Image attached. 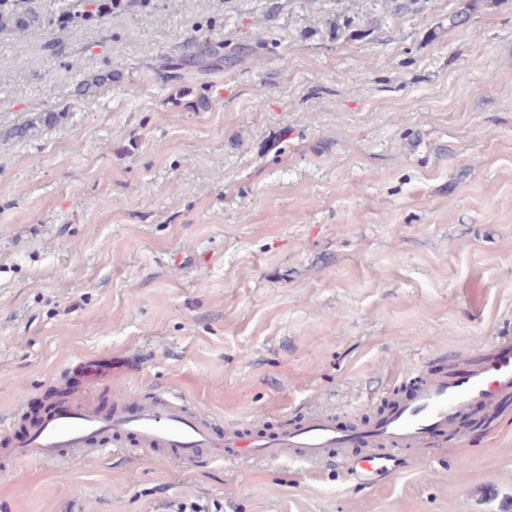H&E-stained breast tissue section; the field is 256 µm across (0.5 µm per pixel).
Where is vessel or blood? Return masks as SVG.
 Masks as SVG:
<instances>
[{
  "mask_svg": "<svg viewBox=\"0 0 512 512\" xmlns=\"http://www.w3.org/2000/svg\"><path fill=\"white\" fill-rule=\"evenodd\" d=\"M416 387L393 396L388 412L372 421L342 426L333 413L309 407L299 420L274 428L228 421L217 426L181 392L167 389L142 399L128 395L103 408L74 398L75 387L105 385L95 359L73 360L69 378L58 384V401L26 432L13 434L14 416L0 418L10 436L12 462L47 464L65 455L94 459L122 448L131 453L164 450L175 461L193 464L206 458L242 467L260 461L315 469L328 456L346 457L358 449L365 472L384 468L394 452L422 447L454 433L459 422L496 413L512 398V336H501L478 358L459 355L457 367L410 370Z\"/></svg>",
  "mask_w": 512,
  "mask_h": 512,
  "instance_id": "obj_1",
  "label": "vessel or blood"
}]
</instances>
